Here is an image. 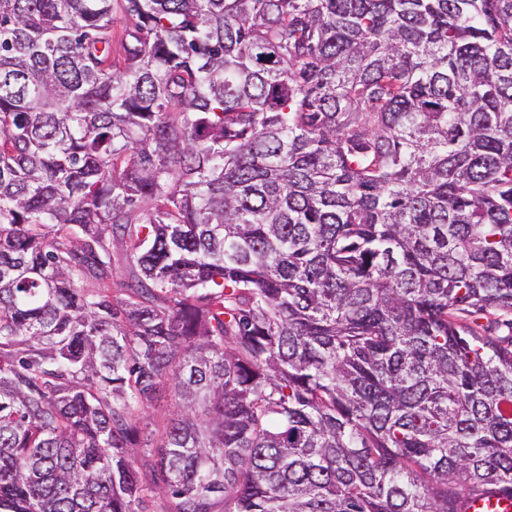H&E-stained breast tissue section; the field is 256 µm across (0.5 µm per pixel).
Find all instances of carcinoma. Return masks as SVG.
<instances>
[{"mask_svg": "<svg viewBox=\"0 0 512 512\" xmlns=\"http://www.w3.org/2000/svg\"><path fill=\"white\" fill-rule=\"evenodd\" d=\"M491 312L512 0H0V512L512 500Z\"/></svg>", "mask_w": 512, "mask_h": 512, "instance_id": "cac0c4a2", "label": "carcinoma"}]
</instances>
